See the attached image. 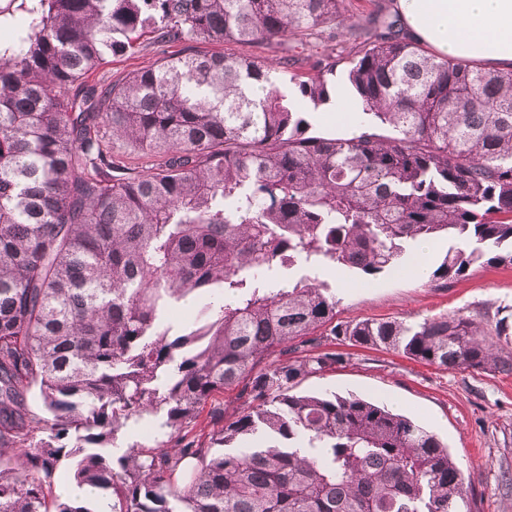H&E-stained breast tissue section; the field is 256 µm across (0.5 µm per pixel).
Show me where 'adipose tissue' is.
<instances>
[{
    "label": "adipose tissue",
    "instance_id": "obj_1",
    "mask_svg": "<svg viewBox=\"0 0 512 512\" xmlns=\"http://www.w3.org/2000/svg\"><path fill=\"white\" fill-rule=\"evenodd\" d=\"M406 32L436 53L512 69V0H394Z\"/></svg>",
    "mask_w": 512,
    "mask_h": 512
}]
</instances>
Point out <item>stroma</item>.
<instances>
[{
  "instance_id": "1",
  "label": "stroma",
  "mask_w": 512,
  "mask_h": 512,
  "mask_svg": "<svg viewBox=\"0 0 512 512\" xmlns=\"http://www.w3.org/2000/svg\"><path fill=\"white\" fill-rule=\"evenodd\" d=\"M319 280L335 288L337 320L409 319L443 314L512 313V266L476 264L448 283L387 272L367 281L327 268ZM348 361L303 379L304 394H351L403 414L445 445L474 493L473 512H512V375L447 371L386 349L337 343Z\"/></svg>"
}]
</instances>
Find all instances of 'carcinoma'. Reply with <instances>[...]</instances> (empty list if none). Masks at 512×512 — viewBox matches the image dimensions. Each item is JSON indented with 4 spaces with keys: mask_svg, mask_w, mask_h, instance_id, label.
I'll return each mask as SVG.
<instances>
[{
    "mask_svg": "<svg viewBox=\"0 0 512 512\" xmlns=\"http://www.w3.org/2000/svg\"><path fill=\"white\" fill-rule=\"evenodd\" d=\"M21 7L24 27L0 40V512H93L55 495L65 460L77 485L109 493L110 512H473L434 434L296 388L346 362L338 340L511 375L508 317L338 322L325 283L265 273L376 276L441 235L462 246L432 282L512 265V70L431 53L396 13L362 26L351 0ZM338 35L353 41L347 58ZM297 36L322 47L306 72L288 54ZM147 47L151 65L87 81ZM338 92L368 125L311 133V111ZM205 297L201 327L162 328L169 305ZM226 389L237 410L212 407L209 442L192 437ZM145 415L173 446L106 452Z\"/></svg>",
    "mask_w": 512,
    "mask_h": 512,
    "instance_id": "carcinoma-1",
    "label": "carcinoma"
}]
</instances>
